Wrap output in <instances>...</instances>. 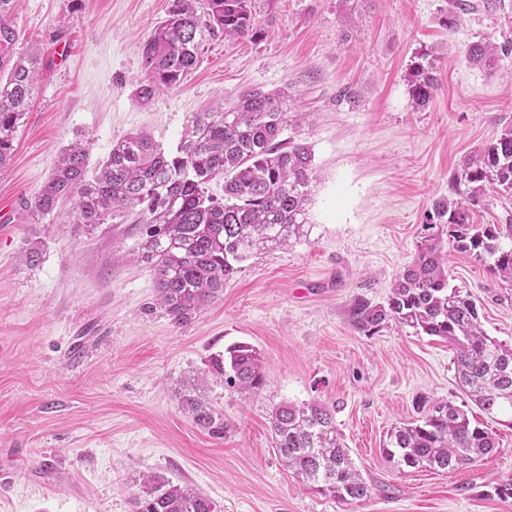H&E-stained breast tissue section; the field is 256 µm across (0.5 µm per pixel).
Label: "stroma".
Segmentation results:
<instances>
[{
    "instance_id": "stroma-1",
    "label": "stroma",
    "mask_w": 512,
    "mask_h": 512,
    "mask_svg": "<svg viewBox=\"0 0 512 512\" xmlns=\"http://www.w3.org/2000/svg\"><path fill=\"white\" fill-rule=\"evenodd\" d=\"M472 2L451 26L450 0H252L257 38H208L196 69L144 104L139 47L170 0H16L15 49H38L41 71L0 173V512H132L145 474L190 485L223 512H512V498L494 492L512 479V417L473 410L499 442L473 465L402 470L381 456L421 399L464 396L447 342L394 321L369 335L352 319L357 302L386 303L433 200L454 196L467 155L512 120V56L493 70L464 58L472 43L512 39V0ZM424 47L438 56V89L417 110L407 79ZM287 85L311 115L307 237L242 263L188 324L153 309L155 279L131 222L89 235L65 206L51 231L31 223L27 202L76 134L89 137L94 167L136 131L172 154L189 113ZM346 86L357 104H337ZM448 269L486 334L511 342L512 285L454 251ZM237 343L260 352L265 383L246 395L209 379L206 397L229 426L216 439L176 390ZM312 401L335 409L374 486L366 500L322 497L282 464L269 415Z\"/></svg>"
}]
</instances>
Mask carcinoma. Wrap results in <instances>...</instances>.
<instances>
[{"instance_id": "1", "label": "carcinoma", "mask_w": 512, "mask_h": 512, "mask_svg": "<svg viewBox=\"0 0 512 512\" xmlns=\"http://www.w3.org/2000/svg\"><path fill=\"white\" fill-rule=\"evenodd\" d=\"M15 0H0V172L12 160L14 134L39 92V54H11L17 40L10 24ZM254 38L252 0H172L167 18L141 46L144 78L138 98L148 102L171 89L197 66L209 36ZM512 55V40L471 45L466 58L496 67ZM437 56L423 49L409 70L410 96L426 108L437 90ZM286 86L249 89L232 105H215L186 118L176 152L167 154L150 137L131 133L112 144L99 172L87 177L89 142H73L30 203L33 223L74 201L72 223L91 233L125 211H137L139 249L156 282V305L179 326L224 295L240 264L268 249L291 247L307 236V202L316 180L311 146L284 139L301 130L306 112L291 111ZM224 179V194L209 190ZM453 183L466 187L461 200L433 201L415 258L395 278L387 302H361L358 329L373 333L394 320L419 334L438 337L454 350L459 389L483 413L512 414V343L489 337L469 293L449 285V249L482 263L494 278L512 283V218L475 224L474 210L487 190L512 197V124L464 160ZM227 378L244 393L264 384L259 353L249 345L227 349L211 369L182 381L178 399L193 423L224 437V417L204 398L208 377ZM421 417L387 435L381 454L398 468L454 470L493 455L498 441L471 422L453 401L421 402ZM274 447L284 466L307 489L341 501H362L373 487L349 457L335 411L319 402L282 403L270 418ZM134 512H223L209 496L163 476L141 477Z\"/></svg>"}]
</instances>
